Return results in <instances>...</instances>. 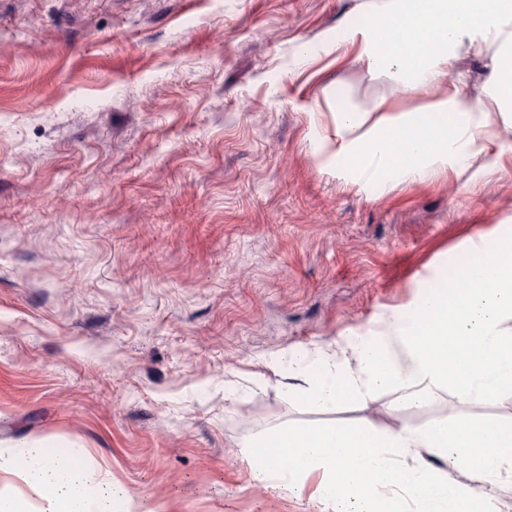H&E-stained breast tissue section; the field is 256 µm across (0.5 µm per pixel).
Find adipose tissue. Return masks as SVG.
Listing matches in <instances>:
<instances>
[{"mask_svg": "<svg viewBox=\"0 0 512 512\" xmlns=\"http://www.w3.org/2000/svg\"><path fill=\"white\" fill-rule=\"evenodd\" d=\"M512 0H388L360 28L368 66L395 68L414 87H430L447 70L463 40L504 38L494 62L498 107L512 109ZM483 109H461L448 94L395 114L376 105L338 114L336 154L367 179L386 174L429 175L462 158L484 134ZM462 287H449L389 315L379 331L346 337L318 350L311 363L293 353L272 356L285 374V394L310 409L332 411L363 403L383 390L408 406L454 394L492 402L512 396V237L494 251L474 248L461 269ZM255 484L303 496L311 477L329 512H499L494 489L512 479V425L495 417L441 418L423 427L381 430L363 423L281 425L257 442ZM451 462L472 485L449 479L429 458ZM0 473L26 483L40 505L0 493V512H135L127 492L75 458L42 445L20 455L0 451Z\"/></svg>", "mask_w": 512, "mask_h": 512, "instance_id": "obj_1", "label": "adipose tissue"}]
</instances>
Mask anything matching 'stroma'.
Segmentation results:
<instances>
[{
    "label": "stroma",
    "instance_id": "stroma-1",
    "mask_svg": "<svg viewBox=\"0 0 512 512\" xmlns=\"http://www.w3.org/2000/svg\"><path fill=\"white\" fill-rule=\"evenodd\" d=\"M385 0H0V448L42 444L143 512H321L255 486L281 424L421 427L454 397L289 402L270 353L368 335L512 234L499 44L434 88L368 68ZM453 93L490 136L429 177L369 181L336 115ZM512 420V397L456 405Z\"/></svg>",
    "mask_w": 512,
    "mask_h": 512
}]
</instances>
